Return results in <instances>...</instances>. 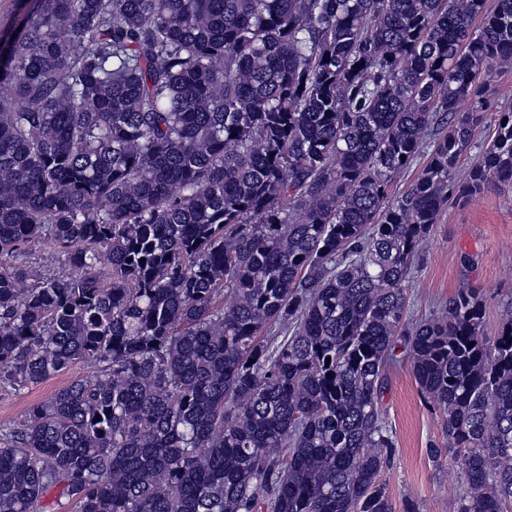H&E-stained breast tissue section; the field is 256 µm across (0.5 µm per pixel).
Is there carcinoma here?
<instances>
[{"label":"carcinoma","instance_id":"cac0c4a2","mask_svg":"<svg viewBox=\"0 0 512 512\" xmlns=\"http://www.w3.org/2000/svg\"><path fill=\"white\" fill-rule=\"evenodd\" d=\"M484 3L33 0L0 39V393L92 371L0 425V512H393L401 336L457 512H509L512 314L483 336L461 288L404 327L442 207L512 180Z\"/></svg>","mask_w":512,"mask_h":512}]
</instances>
